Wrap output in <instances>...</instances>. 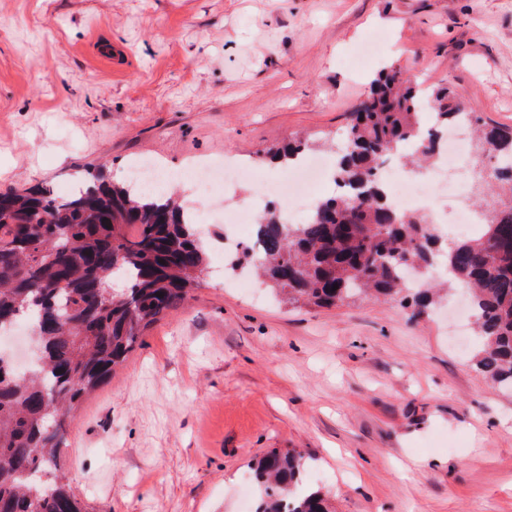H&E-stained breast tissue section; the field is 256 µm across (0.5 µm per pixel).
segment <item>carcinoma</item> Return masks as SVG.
Returning <instances> with one entry per match:
<instances>
[{
    "label": "carcinoma",
    "instance_id": "obj_1",
    "mask_svg": "<svg viewBox=\"0 0 512 512\" xmlns=\"http://www.w3.org/2000/svg\"><path fill=\"white\" fill-rule=\"evenodd\" d=\"M428 96L433 123H420ZM468 118L475 154L494 161L473 197L486 206L479 235L443 248L448 278L407 284L434 255L424 217L394 206L379 177L384 162L415 144L405 164L433 159L435 136ZM332 179L343 191L319 200L305 224H287L270 204L255 225L262 256L253 269L291 303L335 308L359 295L401 298L421 314L458 287L468 290L477 369L512 390V128L486 126L446 84L424 91L390 63L350 112ZM308 144L290 142L269 160L293 164ZM175 192L145 193L88 167L82 187L0 191V330L33 321L39 367L15 373L0 360V512H84L58 462L66 418L81 398L134 351L144 330L177 309L207 267L208 245ZM126 288L116 293L112 278ZM338 289H333V285ZM304 456L272 449L254 465V512H329L303 488Z\"/></svg>",
    "mask_w": 512,
    "mask_h": 512
}]
</instances>
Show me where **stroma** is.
<instances>
[{
  "label": "stroma",
  "mask_w": 512,
  "mask_h": 512,
  "mask_svg": "<svg viewBox=\"0 0 512 512\" xmlns=\"http://www.w3.org/2000/svg\"><path fill=\"white\" fill-rule=\"evenodd\" d=\"M396 62L512 127V0H0V189L65 193L133 158L283 174ZM198 286L77 407L60 450L88 512H239L268 450L305 457L332 512H512V396L447 308L289 305L224 274Z\"/></svg>",
  "instance_id": "35a3bbf8"
}]
</instances>
